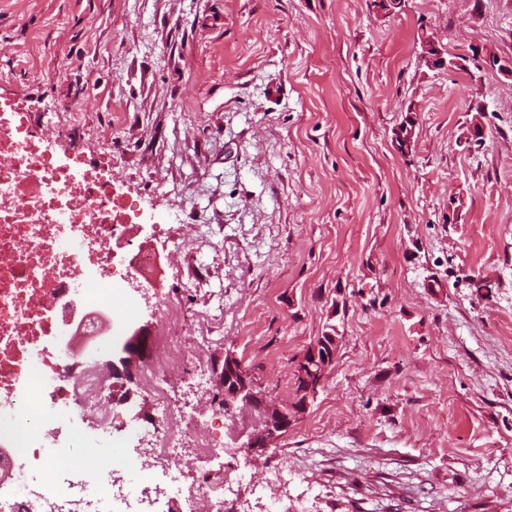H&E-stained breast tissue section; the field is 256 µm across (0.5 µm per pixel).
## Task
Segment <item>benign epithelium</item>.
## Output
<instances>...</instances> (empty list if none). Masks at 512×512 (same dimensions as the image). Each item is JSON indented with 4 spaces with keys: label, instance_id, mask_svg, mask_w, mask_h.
Returning <instances> with one entry per match:
<instances>
[{
    "label": "benign epithelium",
    "instance_id": "1",
    "mask_svg": "<svg viewBox=\"0 0 512 512\" xmlns=\"http://www.w3.org/2000/svg\"><path fill=\"white\" fill-rule=\"evenodd\" d=\"M443 54L444 51L434 36L428 35L423 39L422 58L428 65L434 68L444 65ZM462 57L467 61H475L480 66L474 79L478 87L483 84V77L487 73L498 72L512 78V58L479 49L464 53ZM486 111L487 107H478V116L467 130V137L474 148L485 143L486 127L481 115ZM152 342V328L144 324L131 328L126 336L112 345V359L108 360V365L112 369V376L117 379L113 399L119 403L124 405L131 402L133 391L127 385L135 381L143 364L150 359ZM334 357V348L321 336L304 349L296 360L295 398L289 405L274 402L258 390L242 362L233 353L226 352L216 358V371L224 372L221 391L227 413H232L240 402L256 407L262 413V429L248 439L245 447L264 450L288 434V430L307 410L310 400L317 397Z\"/></svg>",
    "mask_w": 512,
    "mask_h": 512
}]
</instances>
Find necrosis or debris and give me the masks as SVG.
<instances>
[{
  "instance_id": "4bbe7bcc",
  "label": "necrosis or debris",
  "mask_w": 512,
  "mask_h": 512,
  "mask_svg": "<svg viewBox=\"0 0 512 512\" xmlns=\"http://www.w3.org/2000/svg\"><path fill=\"white\" fill-rule=\"evenodd\" d=\"M31 112L28 101L0 100V484L25 471L19 489L0 494V512H166L174 501L186 512H239L233 478L178 476L185 450L201 471L224 450L211 426L168 406L175 373L187 371L200 391L213 377L167 332L155 336L141 376L160 430L139 436L125 466L87 474L82 449L110 438L117 415L112 376L83 360L85 341L100 310L125 307L123 282L159 260L122 251L127 226L150 214L88 164L69 125L44 139Z\"/></svg>"
}]
</instances>
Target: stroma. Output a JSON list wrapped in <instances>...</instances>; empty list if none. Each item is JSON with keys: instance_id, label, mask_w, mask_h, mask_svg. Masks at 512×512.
<instances>
[{"instance_id": "35a3bbf8", "label": "stroma", "mask_w": 512, "mask_h": 512, "mask_svg": "<svg viewBox=\"0 0 512 512\" xmlns=\"http://www.w3.org/2000/svg\"><path fill=\"white\" fill-rule=\"evenodd\" d=\"M512 57V0H0V96L60 105L117 189L163 201L131 250L181 247L131 289L137 323L177 304L208 358L234 353L274 401L335 326L322 389L258 454L224 420L245 512H512V79L428 67ZM488 112L476 151L459 140ZM412 121L415 149L394 131ZM224 318L203 314L216 296ZM285 484L254 492L276 470Z\"/></svg>"}]
</instances>
